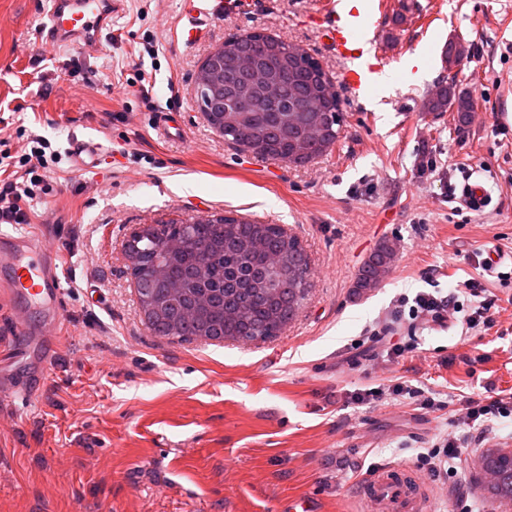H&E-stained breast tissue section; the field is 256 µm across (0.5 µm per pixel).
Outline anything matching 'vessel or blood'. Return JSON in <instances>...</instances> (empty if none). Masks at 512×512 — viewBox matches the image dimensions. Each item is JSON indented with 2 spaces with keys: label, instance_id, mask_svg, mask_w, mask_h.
<instances>
[{
  "label": "vessel or blood",
  "instance_id": "1",
  "mask_svg": "<svg viewBox=\"0 0 512 512\" xmlns=\"http://www.w3.org/2000/svg\"><path fill=\"white\" fill-rule=\"evenodd\" d=\"M122 0H53L49 21L42 29V40L51 45L78 44L92 52L100 45L112 14ZM244 0H205L191 7L183 28L186 40L202 37L211 15L239 12ZM378 0H326L314 17L321 45L343 68L340 79L354 94L369 93L377 76L385 73L389 61L379 47L380 14ZM111 147L101 143L72 139L70 157L77 170L100 172ZM462 204L472 211L487 204V192L481 182H466L461 189ZM14 250L0 249V266L8 267L12 278L7 292L25 296L51 309H59L63 286L55 273L56 255L43 248L39 234L14 237ZM361 496L369 512H434L435 503L412 468L393 464L364 477Z\"/></svg>",
  "mask_w": 512,
  "mask_h": 512
}]
</instances>
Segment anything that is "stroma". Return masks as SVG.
Wrapping results in <instances>:
<instances>
[{"mask_svg": "<svg viewBox=\"0 0 512 512\" xmlns=\"http://www.w3.org/2000/svg\"><path fill=\"white\" fill-rule=\"evenodd\" d=\"M383 2L392 85L372 109L336 84L341 137L327 156L295 167L225 142L201 114L195 78L214 47L262 29L338 76L307 21L321 0H253L251 11L217 16L192 45L179 35L190 0H124L92 57L43 44L51 0H0V141L16 151L37 134L60 156L32 223L47 226L65 289L44 381L39 334L50 310L0 304V376L33 391L0 405V512H284L299 493L321 512H362V469L411 463L446 434L461 465L439 486L437 512H486L471 463L483 449L512 448V415L487 430L457 415L465 400L512 396V0ZM150 38L156 112L175 114L178 140L159 134L131 88ZM451 41L469 52L450 69ZM412 55L427 79L406 75ZM450 76L477 101L461 130L450 113L423 110ZM75 137L111 142L103 178L74 170ZM186 180L192 192L177 191ZM468 180L486 187L483 210L461 207ZM201 213L280 225L307 250L308 295L279 336L175 343L142 322L125 240L140 225ZM383 240L396 247L390 272L354 294ZM493 250L501 261L491 268ZM468 280L492 300L493 326L451 318L415 327L406 316L395 339L415 340L414 352L386 362L367 344L397 298L444 297ZM20 319L29 335H17ZM400 382L435 408L356 399Z\"/></svg>", "mask_w": 512, "mask_h": 512, "instance_id": "1", "label": "stroma"}]
</instances>
